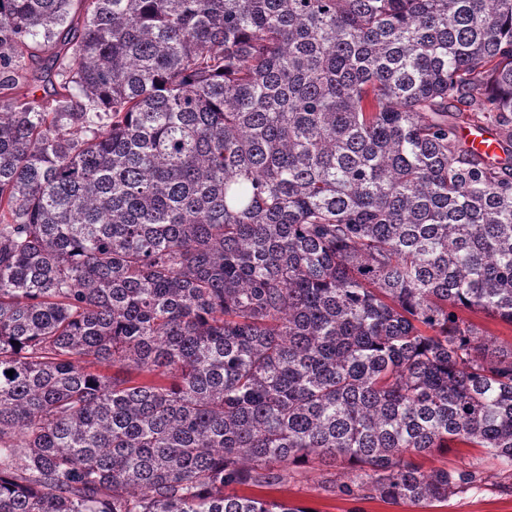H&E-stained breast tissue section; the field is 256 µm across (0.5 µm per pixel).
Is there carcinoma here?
Instances as JSON below:
<instances>
[{"label":"carcinoma","mask_w":512,"mask_h":512,"mask_svg":"<svg viewBox=\"0 0 512 512\" xmlns=\"http://www.w3.org/2000/svg\"><path fill=\"white\" fill-rule=\"evenodd\" d=\"M20 82L0 512L512 493V342L457 314L512 327V0H0ZM459 134L468 141L478 153L489 158L499 154V156L504 158V154L501 150L497 153L498 149L496 141L487 131H481L474 127L463 126L460 128ZM459 315H461L465 320L474 323L483 331H487L506 342H512V329L499 320L490 318L484 313L472 312L469 310L459 311ZM448 448V455L435 453L421 459L423 469L428 471L432 468L440 467L446 463V461H448V465H454L456 467L461 466L468 462L471 453L474 452L471 449H467L468 447L466 445L458 441L448 443Z\"/></svg>","instance_id":"cac0c4a2"}]
</instances>
